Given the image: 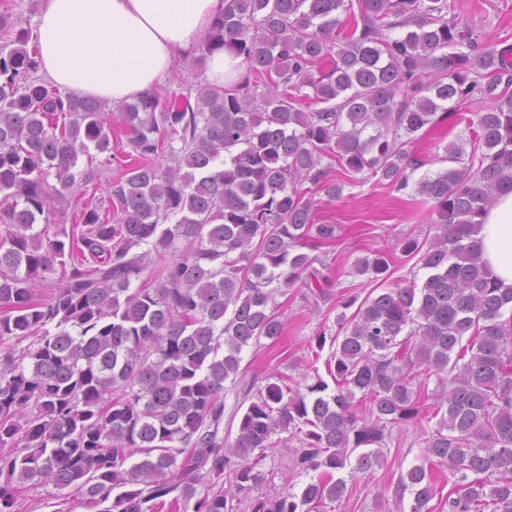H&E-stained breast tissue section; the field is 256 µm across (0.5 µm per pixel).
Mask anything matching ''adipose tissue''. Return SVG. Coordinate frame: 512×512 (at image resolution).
Segmentation results:
<instances>
[{"label": "adipose tissue", "instance_id": "1", "mask_svg": "<svg viewBox=\"0 0 512 512\" xmlns=\"http://www.w3.org/2000/svg\"><path fill=\"white\" fill-rule=\"evenodd\" d=\"M223 12L224 0H41L40 69L62 90L129 102L190 53ZM473 238L493 277L512 287V191L496 197Z\"/></svg>", "mask_w": 512, "mask_h": 512}]
</instances>
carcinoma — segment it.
<instances>
[{
    "instance_id": "obj_1",
    "label": "carcinoma",
    "mask_w": 512,
    "mask_h": 512,
    "mask_svg": "<svg viewBox=\"0 0 512 512\" xmlns=\"http://www.w3.org/2000/svg\"><path fill=\"white\" fill-rule=\"evenodd\" d=\"M30 40L0 11V512H21L25 483L99 512H158L167 497L194 512H326L410 426L424 431L397 484L411 512H512V288L473 240L512 191V44L482 46L448 0H225L196 60L241 57L237 80L112 111L35 78ZM476 97L491 105L467 142L485 152L451 142L448 168L410 182L414 135ZM336 170L432 202L434 236L401 243L426 276L316 334L334 347V390L282 375L231 441L224 383L243 348L281 336L274 294L335 286L303 249L336 242L307 197L340 195ZM89 187L105 196L85 199ZM70 202L68 230L57 205ZM288 440L311 481L251 495Z\"/></svg>"
}]
</instances>
